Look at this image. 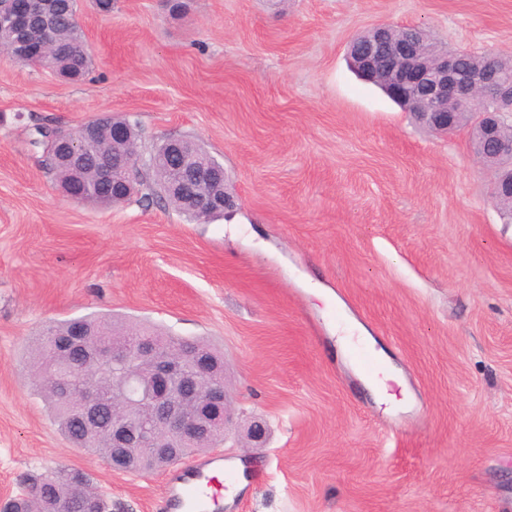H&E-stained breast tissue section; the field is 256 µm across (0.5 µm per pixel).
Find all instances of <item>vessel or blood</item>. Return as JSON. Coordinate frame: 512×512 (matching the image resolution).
<instances>
[{"instance_id": "obj_1", "label": "vessel or blood", "mask_w": 512, "mask_h": 512, "mask_svg": "<svg viewBox=\"0 0 512 512\" xmlns=\"http://www.w3.org/2000/svg\"><path fill=\"white\" fill-rule=\"evenodd\" d=\"M350 354L362 374L373 376L382 368L381 362L363 344L352 345ZM223 471L224 458L220 455L173 465L164 496L166 512H217L223 490L218 476Z\"/></svg>"}]
</instances>
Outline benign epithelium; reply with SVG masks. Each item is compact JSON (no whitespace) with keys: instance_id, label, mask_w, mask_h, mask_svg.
I'll return each mask as SVG.
<instances>
[{"instance_id":"benign-epithelium-1","label":"benign epithelium","mask_w":512,"mask_h":512,"mask_svg":"<svg viewBox=\"0 0 512 512\" xmlns=\"http://www.w3.org/2000/svg\"><path fill=\"white\" fill-rule=\"evenodd\" d=\"M53 0H0V26L11 33L0 52L17 60L51 52L52 29L48 7ZM355 70L366 80L384 81L389 96L416 107L418 120L437 133L449 134L460 124V111L471 108L487 93L497 108L474 113L475 127L493 155L512 164V133L505 130L502 115L512 112V82L498 80L487 67L476 71L459 68L456 54L444 48L430 58L415 34L393 37L391 27L377 25L351 46ZM130 123L123 117L103 113L86 122L75 133L50 136L56 161L69 173L60 186L67 198L78 202L76 186L88 181L112 184V194L121 200L139 195L133 179L138 155L123 148ZM101 144L98 164L88 170L86 154ZM188 140L164 142L155 156L170 162L165 193L187 204L197 214L229 212L234 199L227 185L224 165L212 159L200 144L187 151ZM48 354L77 358L78 365L107 375L118 366L130 370L112 378V401L94 387L77 390L63 385L71 401V413L82 424L85 435H104L112 446L109 466L116 473L132 472L134 459L148 448H181L186 443L211 440L224 434L230 421L224 372L196 350L172 355L164 342L150 336H128L114 342L92 334L87 325L70 333L48 337ZM112 408L110 420L105 411Z\"/></svg>"}]
</instances>
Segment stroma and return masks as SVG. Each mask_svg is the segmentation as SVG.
I'll use <instances>...</instances> for the list:
<instances>
[{
    "instance_id": "obj_1",
    "label": "stroma",
    "mask_w": 512,
    "mask_h": 512,
    "mask_svg": "<svg viewBox=\"0 0 512 512\" xmlns=\"http://www.w3.org/2000/svg\"><path fill=\"white\" fill-rule=\"evenodd\" d=\"M78 21L81 81L0 54V501L65 467L112 512H156L167 471L69 444L28 369L48 326L109 314L223 353L242 479L221 512H512V222L468 129L426 131L347 62L380 23L512 58V0H81ZM106 111L137 122L144 177L163 141L201 143L234 210L64 197L35 128ZM341 318L397 372L394 403L338 348Z\"/></svg>"
}]
</instances>
